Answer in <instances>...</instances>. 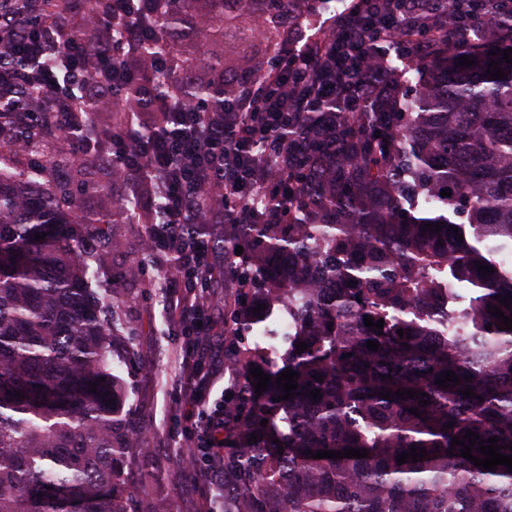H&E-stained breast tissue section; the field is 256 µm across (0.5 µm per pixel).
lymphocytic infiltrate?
<instances>
[{"mask_svg":"<svg viewBox=\"0 0 512 512\" xmlns=\"http://www.w3.org/2000/svg\"><path fill=\"white\" fill-rule=\"evenodd\" d=\"M166 0H123L113 8L125 22L111 53L93 54L88 44L44 37V15L24 11L0 12V31L10 32L1 43L0 68L28 72L38 68L48 92L46 104L66 112L75 94L89 95L106 85L121 95L117 77L123 58L150 34L138 22L143 8L162 11ZM311 0H298L284 18L287 35L262 77L239 81L237 96L223 109L205 113L195 102L172 104L171 126L148 143L136 141L132 128L114 133L113 155L133 176L147 175L158 183L162 219L151 228L147 250L171 261L158 287L170 317L189 341L171 378L179 400L199 412L191 435L200 454L187 458L186 472L204 473L210 492L202 512H224V405L210 403L213 322L209 315L212 278L206 224H241L249 220L248 202L268 170H287L301 146L283 138L291 121L311 112L328 111L343 101L349 111L371 103L385 108L396 88L386 72L384 48L395 46L411 58L435 55L445 30H483L502 15L512 14V0H347L327 34L307 35L304 16ZM97 56L99 69L89 74L82 62ZM68 58L64 72L53 67ZM222 188V209L200 205L202 182Z\"/></svg>","mask_w":512,"mask_h":512,"instance_id":"1","label":"lymphocytic infiltrate"}]
</instances>
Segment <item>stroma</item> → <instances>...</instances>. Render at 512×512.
<instances>
[{
    "instance_id": "1",
    "label": "stroma",
    "mask_w": 512,
    "mask_h": 512,
    "mask_svg": "<svg viewBox=\"0 0 512 512\" xmlns=\"http://www.w3.org/2000/svg\"><path fill=\"white\" fill-rule=\"evenodd\" d=\"M85 170L98 190L80 196L83 214L111 211L118 198L130 197V182L113 181L92 162ZM108 233L118 246L99 265L93 285L111 291L112 317L121 326L112 339V373L123 391L118 417L145 437L144 448L132 449L127 458L136 509L154 512L161 505L168 512H199L202 479L180 472L176 465L177 456L189 451L182 435L193 420L169 387L185 338L155 286L164 270L143 249L142 225L112 224Z\"/></svg>"
}]
</instances>
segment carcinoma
I'll use <instances>...</instances> for the list:
<instances>
[{"label":"carcinoma","instance_id":"1","mask_svg":"<svg viewBox=\"0 0 512 512\" xmlns=\"http://www.w3.org/2000/svg\"><path fill=\"white\" fill-rule=\"evenodd\" d=\"M44 9L52 39L107 50L118 32L101 0H85L80 12L73 0H45ZM247 15H226L224 0H168L166 11L144 19L154 37L122 66L166 55L177 67L164 81L99 95L79 120L82 134L103 147L145 111L150 122L137 136L147 141L172 119L154 107L158 100L224 105L234 84L183 83L178 72L188 61L167 34L183 28L206 46L230 28L249 45ZM262 36L277 52L284 35L276 16ZM453 40L468 44L474 65L457 66L456 51L416 60L417 87L399 90L390 111L313 112L304 127L289 125L288 139L307 137L311 154L288 170V188L258 195L253 222L226 224L211 238L231 285L224 367L235 379L224 400V512H512V472L461 457L468 441L450 446L470 430L485 446L500 437V453L512 456L505 448L512 444V330L488 310L512 316L500 304L512 295V266L497 249L479 248L512 242V64L503 60L512 36L480 47L470 35ZM491 61L505 78L487 74ZM98 112L111 113V122L95 123ZM31 117L35 152L58 141L69 122L44 105ZM13 157L0 144V512H136L124 459L140 441L109 403L120 397L110 370L112 320L88 295L90 265L79 253L108 224L156 223L159 211L141 203L153 185L141 182L111 216L92 218L78 211L76 190L88 185L83 165L58 181L53 158L20 168ZM266 209L281 222L266 223ZM460 211L470 240H457L467 226L448 216ZM437 222L440 229L427 228ZM480 264L493 274H480ZM278 304L293 315L294 331L274 358L246 338L258 323L254 310ZM366 315L384 320L383 329L366 326ZM298 343L308 348L298 353ZM258 368L271 376L260 395L251 375ZM287 368L298 373L291 399L276 382ZM447 371L460 384L436 385ZM467 388L472 395L461 394ZM410 389L422 395H394ZM389 391L387 400L378 396ZM349 448L368 457L313 458ZM414 448L424 457L398 464ZM472 455L482 457L478 444Z\"/></svg>","mask_w":512,"mask_h":512}]
</instances>
